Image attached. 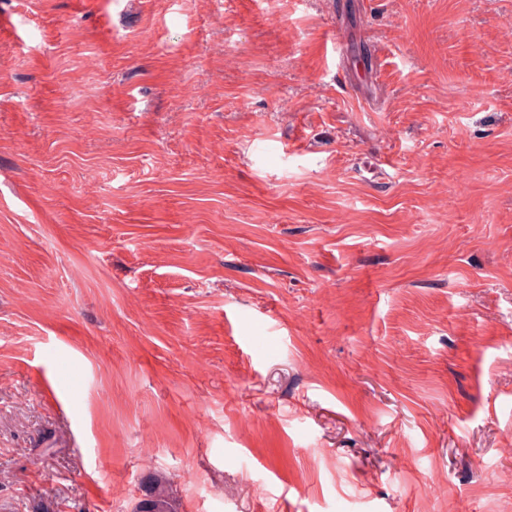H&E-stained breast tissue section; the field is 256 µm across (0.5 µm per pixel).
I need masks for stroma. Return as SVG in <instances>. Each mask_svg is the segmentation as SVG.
<instances>
[{
	"instance_id": "obj_1",
	"label": "stroma",
	"mask_w": 512,
	"mask_h": 512,
	"mask_svg": "<svg viewBox=\"0 0 512 512\" xmlns=\"http://www.w3.org/2000/svg\"><path fill=\"white\" fill-rule=\"evenodd\" d=\"M150 472L512 512V0H0V512Z\"/></svg>"
}]
</instances>
